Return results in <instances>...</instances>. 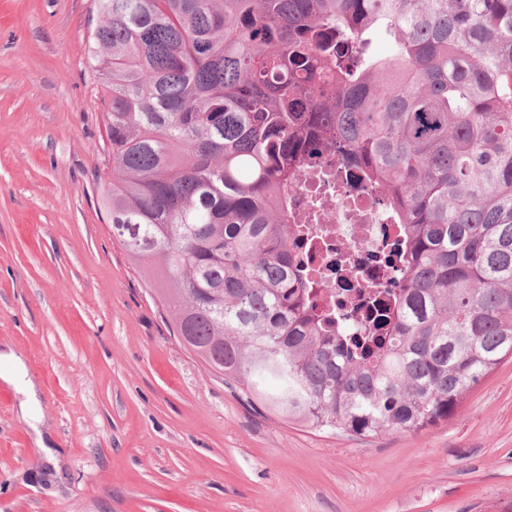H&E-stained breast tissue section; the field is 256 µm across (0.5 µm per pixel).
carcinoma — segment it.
<instances>
[{
	"label": "carcinoma",
	"instance_id": "carcinoma-1",
	"mask_svg": "<svg viewBox=\"0 0 512 512\" xmlns=\"http://www.w3.org/2000/svg\"><path fill=\"white\" fill-rule=\"evenodd\" d=\"M95 3L112 237L249 405L415 433L512 356V0ZM331 149L398 223L358 330L316 313L279 198Z\"/></svg>",
	"mask_w": 512,
	"mask_h": 512
}]
</instances>
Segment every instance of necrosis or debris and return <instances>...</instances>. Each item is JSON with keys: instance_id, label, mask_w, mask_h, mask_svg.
<instances>
[{"instance_id": "obj_1", "label": "necrosis or debris", "mask_w": 512, "mask_h": 512, "mask_svg": "<svg viewBox=\"0 0 512 512\" xmlns=\"http://www.w3.org/2000/svg\"><path fill=\"white\" fill-rule=\"evenodd\" d=\"M291 223L313 226L298 257L319 288V308L349 307L347 290L364 279L393 287L394 268L378 263L393 237L394 217L384 194L359 181L353 169L326 154L310 164L303 180L284 185Z\"/></svg>"}]
</instances>
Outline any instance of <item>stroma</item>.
<instances>
[{"mask_svg":"<svg viewBox=\"0 0 512 512\" xmlns=\"http://www.w3.org/2000/svg\"><path fill=\"white\" fill-rule=\"evenodd\" d=\"M93 0H0V512H512V357L448 420L361 439L248 405L177 336L101 203ZM4 364V369L0 368V380L7 385L13 386L23 395L19 402V411L23 418L30 420V428L34 443L38 448H49L51 443L50 435L44 428V419L36 413L38 407V392L36 384L27 378V371L22 359L16 356L13 350L7 345L0 350V366Z\"/></svg>","mask_w":512,"mask_h":512,"instance_id":"stroma-1","label":"stroma"}]
</instances>
